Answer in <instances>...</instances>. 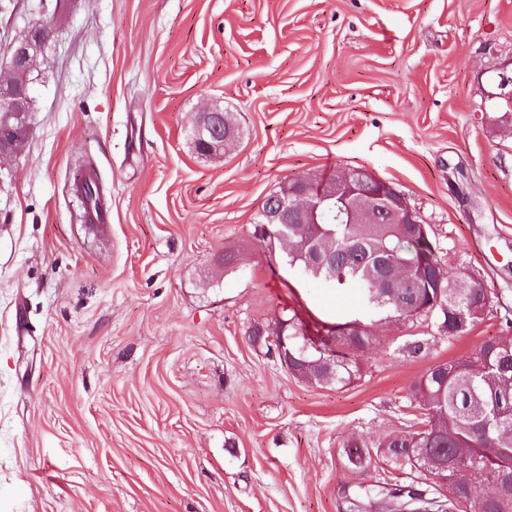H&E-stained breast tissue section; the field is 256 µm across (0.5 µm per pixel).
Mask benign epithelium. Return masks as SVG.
I'll return each mask as SVG.
<instances>
[{
    "label": "benign epithelium",
    "mask_w": 512,
    "mask_h": 512,
    "mask_svg": "<svg viewBox=\"0 0 512 512\" xmlns=\"http://www.w3.org/2000/svg\"><path fill=\"white\" fill-rule=\"evenodd\" d=\"M49 30L32 26L20 38L6 46L10 58L9 75L0 80V159L18 155L19 146L26 142L30 130V109L20 96L28 94L34 82L37 60L50 38ZM206 118L194 126V144L199 153L208 156L224 152V113L220 108L205 112ZM342 196L360 203L357 223L369 224L375 212L389 213L394 224L424 225L420 212L412 207L404 194L391 183L363 171L352 176L341 168L333 174L307 177L284 183L280 207L260 211V223L287 235L290 224H320L324 208Z\"/></svg>",
    "instance_id": "obj_1"
}]
</instances>
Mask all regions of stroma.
<instances>
[{
  "label": "stroma",
  "instance_id": "obj_1",
  "mask_svg": "<svg viewBox=\"0 0 512 512\" xmlns=\"http://www.w3.org/2000/svg\"><path fill=\"white\" fill-rule=\"evenodd\" d=\"M56 2L0 0V74L2 45L53 28L30 136L0 163V512H345L415 478L378 443L418 430L414 382L512 310V114L493 81L512 0ZM210 105L240 133L221 159L191 140ZM339 167L401 190L492 307L452 339L367 322L362 377L319 386L249 331L287 314L333 336L362 299L289 267L256 221L284 182ZM86 174L109 231L84 217Z\"/></svg>",
  "mask_w": 512,
  "mask_h": 512
}]
</instances>
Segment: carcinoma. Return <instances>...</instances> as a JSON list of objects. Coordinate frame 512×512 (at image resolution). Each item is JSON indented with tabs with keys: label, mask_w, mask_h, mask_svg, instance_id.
Masks as SVG:
<instances>
[{
	"label": "carcinoma",
	"mask_w": 512,
	"mask_h": 512,
	"mask_svg": "<svg viewBox=\"0 0 512 512\" xmlns=\"http://www.w3.org/2000/svg\"><path fill=\"white\" fill-rule=\"evenodd\" d=\"M338 210L326 211L322 224H290L288 237L296 242L313 241L328 259L320 267L310 262L308 247L288 251V265L310 279L333 284L339 289L359 290L363 304L387 322L432 319L437 331L448 332V323L462 306L474 308L468 327L485 316V289L465 275L450 276L438 255L437 243L424 237L410 224H345ZM395 266L419 286L424 299L436 295L434 280L442 278L440 309L434 313L412 314L397 303L378 306L371 302L373 290L382 287L383 276ZM253 342L266 348L278 347L269 338L287 337L288 367L301 379L318 385H347L361 377V368L350 354L335 347L366 349L374 337L362 330L342 331L334 339L321 338L328 349L322 353L305 349L307 335L294 317L284 316L274 325L252 327ZM412 397L426 411L424 427L415 432L393 434L379 444L383 454L403 465L416 467L401 448H424L435 464H448V499L434 496L431 484L420 481L389 487L385 496L394 512L430 510L449 505L458 512H512V491L495 486L482 502L463 498V483L479 476L496 479L503 469L512 470V336L491 338L478 349L474 360L456 359L431 367L412 386ZM348 461L362 469L368 466L369 446L364 441L345 443Z\"/></svg>",
	"instance_id": "obj_1"
}]
</instances>
